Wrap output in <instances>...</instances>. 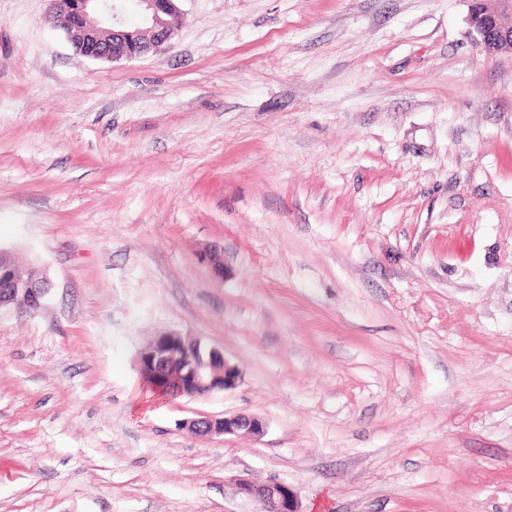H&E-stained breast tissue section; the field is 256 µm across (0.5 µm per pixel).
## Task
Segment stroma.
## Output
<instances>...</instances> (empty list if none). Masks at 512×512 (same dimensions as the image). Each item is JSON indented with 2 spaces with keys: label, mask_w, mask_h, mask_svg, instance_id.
<instances>
[{
  "label": "stroma",
  "mask_w": 512,
  "mask_h": 512,
  "mask_svg": "<svg viewBox=\"0 0 512 512\" xmlns=\"http://www.w3.org/2000/svg\"><path fill=\"white\" fill-rule=\"evenodd\" d=\"M176 6L112 62L0 0V247L50 281L0 310V512H512V53L469 0ZM164 331L239 386L141 399ZM200 436L212 437L227 434H243L259 437L265 434V420L257 415L236 414L230 416H201L181 423ZM233 481L237 495L258 502V512H301L297 494L287 484L276 480L258 484L243 475Z\"/></svg>",
  "instance_id": "1"
}]
</instances>
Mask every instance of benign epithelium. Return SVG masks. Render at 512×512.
Returning <instances> with one entry per match:
<instances>
[{
	"mask_svg": "<svg viewBox=\"0 0 512 512\" xmlns=\"http://www.w3.org/2000/svg\"><path fill=\"white\" fill-rule=\"evenodd\" d=\"M54 26L81 55L107 61L131 60L158 49L177 31L176 0H139L145 28H131L121 19L112 0H47ZM468 22L484 52H512V0H498L488 10L483 0H470ZM49 292V280L41 271L17 280L4 271L0 276V309L16 306L37 312ZM138 369L149 384L162 379L173 385L171 397H205L236 388L242 381L240 368L228 361L224 351L174 331L153 337L138 356ZM200 436L243 434L259 437L267 425L258 415L202 416L180 423ZM237 495L260 505L258 512H300L296 492L288 485L270 480L258 484L249 477L234 479Z\"/></svg>",
	"mask_w": 512,
	"mask_h": 512,
	"instance_id": "obj_1",
	"label": "benign epithelium"
}]
</instances>
